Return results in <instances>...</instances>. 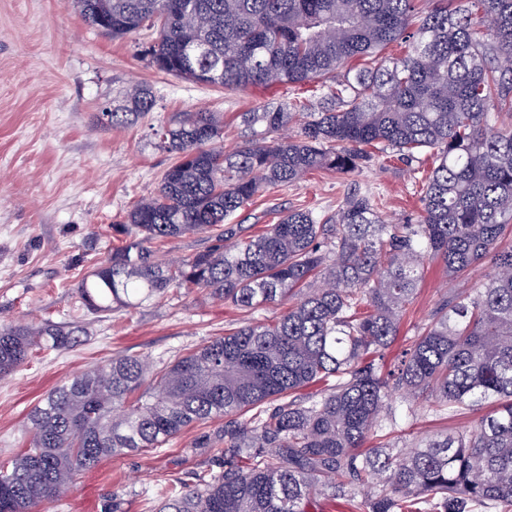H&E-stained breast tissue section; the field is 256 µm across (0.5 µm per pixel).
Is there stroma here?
I'll return each mask as SVG.
<instances>
[{
	"label": "stroma",
	"mask_w": 512,
	"mask_h": 512,
	"mask_svg": "<svg viewBox=\"0 0 512 512\" xmlns=\"http://www.w3.org/2000/svg\"><path fill=\"white\" fill-rule=\"evenodd\" d=\"M152 35L115 39L89 26L71 0H0V323L52 321L87 328L76 347L35 355L0 381V461L24 448L28 416L40 400L85 369L118 354L146 355L162 365L247 322L278 316L274 307L237 309L192 288L136 309L94 316L81 305L78 286L122 243L112 226L138 200L151 196L175 161L152 137L153 127L180 112L203 108L224 115L218 147L239 139L240 113L288 97V86L233 91L187 82L157 71L144 54ZM132 84L152 87L156 105L135 124L100 128L93 116ZM431 150L412 162L375 155L356 173L315 171L300 182L267 189L236 217L247 234L265 231L282 210L338 209L354 191L371 195L390 222L415 218ZM438 262L427 264L415 300L404 313L395 347L417 336L436 304L455 289ZM471 414H432L426 401L397 406L395 431L371 434L366 447L400 438L454 433ZM222 421L194 424L163 447L102 461L58 500L35 512H155L176 482L219 465L199 440L217 437Z\"/></svg>",
	"instance_id": "obj_1"
}]
</instances>
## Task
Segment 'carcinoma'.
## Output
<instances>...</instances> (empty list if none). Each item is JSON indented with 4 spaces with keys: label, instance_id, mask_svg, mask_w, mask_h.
<instances>
[{
    "label": "carcinoma",
    "instance_id": "1",
    "mask_svg": "<svg viewBox=\"0 0 512 512\" xmlns=\"http://www.w3.org/2000/svg\"><path fill=\"white\" fill-rule=\"evenodd\" d=\"M72 3L114 38L155 31L146 54L167 75L231 90L313 82L320 94L241 113L231 152L214 147L219 112H182L155 130L175 162L112 225L125 244L81 281L82 305L108 314L177 286L286 309L155 372L120 355L55 387L29 416V447L0 465V512H32L102 460L220 418L218 440L198 447L224 469L171 488L157 512H306L325 496L360 512H512V0H436L424 13L416 0ZM396 42L403 53L385 54ZM154 106L135 84L95 121L124 127ZM371 147L434 152L414 223L388 222L356 191L331 213L288 209L257 236L230 223L266 187L359 171ZM217 227L213 245L176 263L150 248ZM432 259L452 279L486 259L494 273L440 300L389 367L384 352ZM84 334L1 324L0 380L32 351L68 350ZM420 397L477 417L405 451L364 447L395 429L396 399Z\"/></svg>",
    "mask_w": 512,
    "mask_h": 512
}]
</instances>
